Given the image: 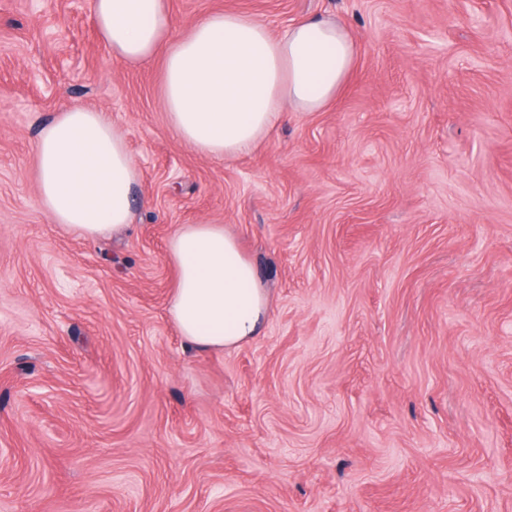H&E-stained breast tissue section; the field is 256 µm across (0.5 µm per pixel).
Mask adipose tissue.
Segmentation results:
<instances>
[{
  "label": "adipose tissue",
  "instance_id": "ef3b65f1",
  "mask_svg": "<svg viewBox=\"0 0 512 512\" xmlns=\"http://www.w3.org/2000/svg\"><path fill=\"white\" fill-rule=\"evenodd\" d=\"M91 11L113 59L136 69L162 58L172 130L216 159L255 146L284 112L323 111L354 64L352 37L330 17L302 18L275 36L248 14L215 12L178 37L168 0H92ZM36 155L40 200L56 224L83 236L131 224L141 173L105 112L66 108L42 127ZM168 257L177 274L169 317L189 344L221 349L260 335L266 291L223 225H181Z\"/></svg>",
  "mask_w": 512,
  "mask_h": 512
}]
</instances>
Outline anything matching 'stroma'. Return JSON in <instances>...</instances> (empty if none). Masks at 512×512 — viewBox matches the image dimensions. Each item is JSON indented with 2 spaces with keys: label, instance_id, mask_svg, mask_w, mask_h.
<instances>
[{
  "label": "stroma",
  "instance_id": "obj_1",
  "mask_svg": "<svg viewBox=\"0 0 512 512\" xmlns=\"http://www.w3.org/2000/svg\"><path fill=\"white\" fill-rule=\"evenodd\" d=\"M91 0H0V512H512V0H169L282 33L330 15L355 68L215 159L171 130L159 62L99 42ZM107 113L134 220L62 230L35 143ZM223 225L260 336L189 347L167 243Z\"/></svg>",
  "mask_w": 512,
  "mask_h": 512
}]
</instances>
